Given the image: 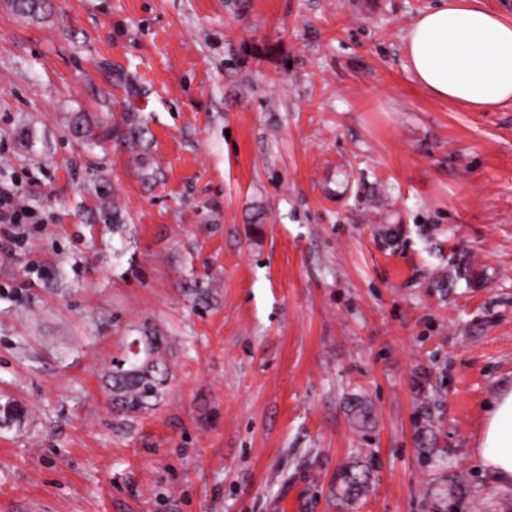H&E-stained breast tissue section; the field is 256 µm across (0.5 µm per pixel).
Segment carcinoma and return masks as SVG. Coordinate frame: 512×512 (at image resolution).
Returning <instances> with one entry per match:
<instances>
[{"instance_id": "cac0c4a2", "label": "carcinoma", "mask_w": 512, "mask_h": 512, "mask_svg": "<svg viewBox=\"0 0 512 512\" xmlns=\"http://www.w3.org/2000/svg\"><path fill=\"white\" fill-rule=\"evenodd\" d=\"M163 337H151L149 353L112 364L105 388L117 412L133 415L148 410L164 394L169 367L162 356ZM368 475L357 464L348 463L336 474V494L355 500L367 489Z\"/></svg>"}]
</instances>
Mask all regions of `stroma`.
I'll list each match as a JSON object with an SVG mask.
<instances>
[{"label": "stroma", "instance_id": "35a3bbf8", "mask_svg": "<svg viewBox=\"0 0 512 512\" xmlns=\"http://www.w3.org/2000/svg\"><path fill=\"white\" fill-rule=\"evenodd\" d=\"M0 0V512H512V103L434 99L435 0ZM167 340L164 399L113 361ZM369 488L346 505L336 472ZM18 188H0V224H23L31 218L30 213L18 202ZM151 339L148 354L133 353L134 360L120 359L112 363L105 388L110 394L112 407L117 412L135 415L148 410L164 394L169 379V367L162 356V336H144ZM476 459L504 485H512V387H503L487 410ZM368 475L357 463L344 465L336 474V494L345 500H355L367 489Z\"/></svg>", "mask_w": 512, "mask_h": 512}]
</instances>
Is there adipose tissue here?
Returning a JSON list of instances; mask_svg holds the SVG:
<instances>
[{"mask_svg": "<svg viewBox=\"0 0 512 512\" xmlns=\"http://www.w3.org/2000/svg\"><path fill=\"white\" fill-rule=\"evenodd\" d=\"M404 53L412 78L434 98L475 111L512 103V21L482 0H438L411 24ZM476 459L512 485V387L490 404Z\"/></svg>", "mask_w": 512, "mask_h": 512, "instance_id": "adipose-tissue-1", "label": "adipose tissue"}]
</instances>
